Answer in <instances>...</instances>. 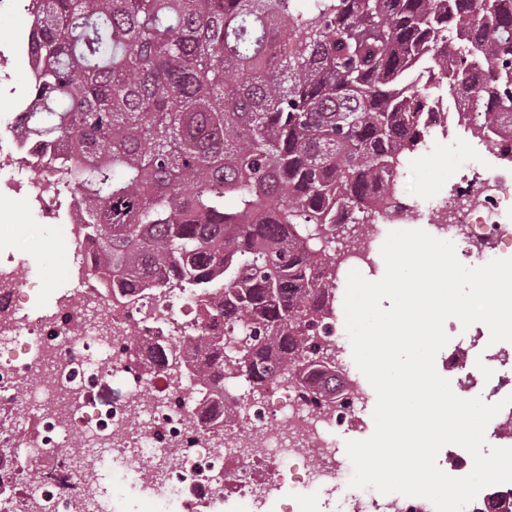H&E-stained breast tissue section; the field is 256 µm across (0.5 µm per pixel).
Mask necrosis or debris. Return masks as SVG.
Returning <instances> with one entry per match:
<instances>
[{
	"mask_svg": "<svg viewBox=\"0 0 512 512\" xmlns=\"http://www.w3.org/2000/svg\"><path fill=\"white\" fill-rule=\"evenodd\" d=\"M30 56L29 33L0 45V96L14 110L0 117V198H19L42 223L62 224L74 244L67 263L70 286L40 314L30 312L29 280L20 278L14 256L0 266V416L23 409L30 429L15 430V451L0 459V512H112L102 481L104 466L149 496L158 512H223L225 489L264 505L295 465L299 487H316L326 512H433L427 499L398 493L343 498L336 490L339 434L352 429L367 407L358 375L348 374L344 407H317L306 385L285 387L267 380L260 399L243 403L232 387L191 402L187 388L169 376L160 350L192 315L179 303L136 301L131 314L113 310L112 281L95 240L77 229L80 197L62 199L44 171L53 151L30 142L20 122L28 109L25 91L12 81V67ZM482 145L495 158L491 168L468 165L447 183L438 225L471 267L512 258V154L493 138ZM36 170L35 178L23 171ZM415 205L376 210L357 227L340 270L375 274L382 261L384 227L422 219ZM139 321L145 338L130 342L126 330ZM448 370L466 394L494 403L512 395V353L490 343L483 330L466 336L448 356ZM125 378L128 398L104 407L97 391L109 377ZM82 398L75 409L74 398ZM42 473L24 487L29 465Z\"/></svg>",
	"mask_w": 512,
	"mask_h": 512,
	"instance_id": "1",
	"label": "necrosis or debris"
}]
</instances>
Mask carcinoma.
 <instances>
[{"label":"carcinoma","mask_w":512,"mask_h":512,"mask_svg":"<svg viewBox=\"0 0 512 512\" xmlns=\"http://www.w3.org/2000/svg\"><path fill=\"white\" fill-rule=\"evenodd\" d=\"M33 0L29 140L90 204L84 230L127 289L204 320L187 349L252 392L268 378L336 394L316 258L399 193L448 97L478 134L512 142V0Z\"/></svg>","instance_id":"carcinoma-1"}]
</instances>
